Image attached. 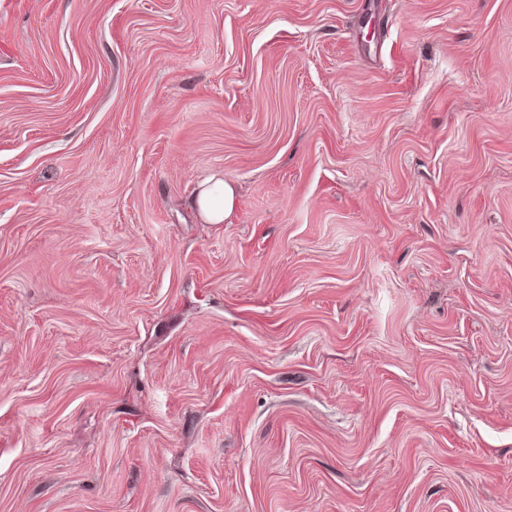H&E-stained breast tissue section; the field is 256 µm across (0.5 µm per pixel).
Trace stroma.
Listing matches in <instances>:
<instances>
[{
  "label": "stroma",
  "mask_w": 512,
  "mask_h": 512,
  "mask_svg": "<svg viewBox=\"0 0 512 512\" xmlns=\"http://www.w3.org/2000/svg\"><path fill=\"white\" fill-rule=\"evenodd\" d=\"M0 512H512V0H0ZM193 203L207 224L224 223L236 209V188L222 173H214L199 183Z\"/></svg>",
  "instance_id": "1"
}]
</instances>
